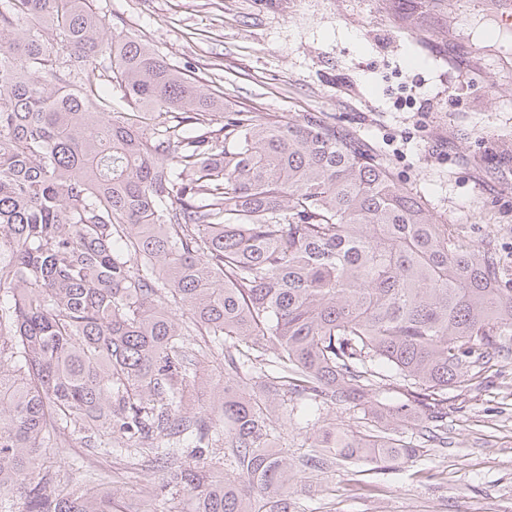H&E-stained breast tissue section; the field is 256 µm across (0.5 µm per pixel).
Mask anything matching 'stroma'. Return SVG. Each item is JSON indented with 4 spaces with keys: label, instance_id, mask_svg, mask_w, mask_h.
<instances>
[{
    "label": "stroma",
    "instance_id": "1",
    "mask_svg": "<svg viewBox=\"0 0 512 512\" xmlns=\"http://www.w3.org/2000/svg\"><path fill=\"white\" fill-rule=\"evenodd\" d=\"M105 33L134 35L232 110L297 118L324 113L375 151L401 188L422 198L465 244L512 266V31L508 46L477 41L483 0L452 14L432 0H98ZM422 21L405 27L398 12ZM448 391V445L376 469L336 462L297 470V512H512V346ZM340 403L298 406L277 449L303 455L317 420L357 424ZM83 463L114 480L122 512H173L186 492L171 469L67 436L37 471ZM360 477H353V470ZM157 496L143 502L142 486Z\"/></svg>",
    "mask_w": 512,
    "mask_h": 512
}]
</instances>
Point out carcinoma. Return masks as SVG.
Instances as JSON below:
<instances>
[{"instance_id":"cac0c4a2","label":"carcinoma","mask_w":512,"mask_h":512,"mask_svg":"<svg viewBox=\"0 0 512 512\" xmlns=\"http://www.w3.org/2000/svg\"><path fill=\"white\" fill-rule=\"evenodd\" d=\"M511 341L498 254L346 130L226 110L141 40L106 38L96 0L0 6V493L24 487L25 512H116L115 486L32 477L68 432L188 449L179 512H290L273 448L287 399L374 417L320 426L309 468L404 463L418 445L396 428L448 444V389ZM221 359L224 386L191 410L198 368ZM220 442L233 478L208 459Z\"/></svg>"}]
</instances>
